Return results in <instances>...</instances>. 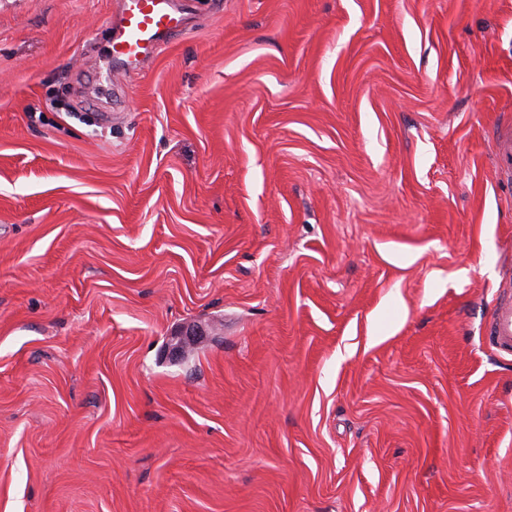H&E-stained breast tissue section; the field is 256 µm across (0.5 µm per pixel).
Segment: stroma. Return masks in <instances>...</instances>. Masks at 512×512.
Wrapping results in <instances>:
<instances>
[{
  "instance_id": "stroma-1",
  "label": "stroma",
  "mask_w": 512,
  "mask_h": 512,
  "mask_svg": "<svg viewBox=\"0 0 512 512\" xmlns=\"http://www.w3.org/2000/svg\"><path fill=\"white\" fill-rule=\"evenodd\" d=\"M0 0V512H512V0ZM187 26L175 0H120L111 24L109 58L128 70L143 65L165 40ZM494 160L498 170L512 177V125H502L495 135ZM486 335L495 350L512 354V299L508 302L496 301L490 313Z\"/></svg>"
}]
</instances>
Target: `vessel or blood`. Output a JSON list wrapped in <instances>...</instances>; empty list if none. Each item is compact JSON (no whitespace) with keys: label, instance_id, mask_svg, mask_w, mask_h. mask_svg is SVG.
Masks as SVG:
<instances>
[{"label":"vessel or blood","instance_id":"1","mask_svg":"<svg viewBox=\"0 0 512 512\" xmlns=\"http://www.w3.org/2000/svg\"><path fill=\"white\" fill-rule=\"evenodd\" d=\"M187 26L175 0H120L108 41L111 62L134 70L143 65L165 40ZM494 160L498 170L512 177V125L495 135ZM487 339L501 353L512 354V300L496 302L491 310Z\"/></svg>","mask_w":512,"mask_h":512}]
</instances>
